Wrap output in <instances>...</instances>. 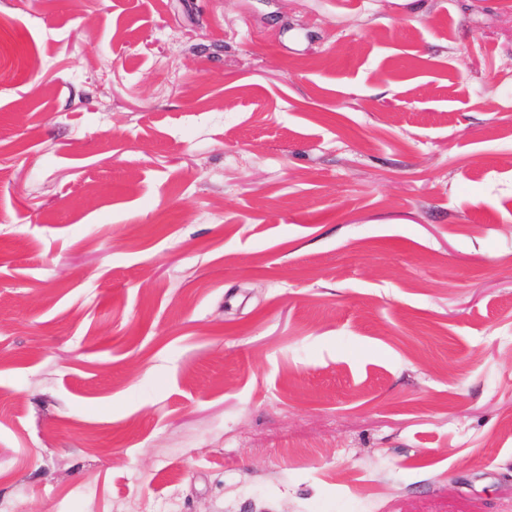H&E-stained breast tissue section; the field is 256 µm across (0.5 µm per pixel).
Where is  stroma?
Here are the masks:
<instances>
[{"label":"stroma","mask_w":512,"mask_h":512,"mask_svg":"<svg viewBox=\"0 0 512 512\" xmlns=\"http://www.w3.org/2000/svg\"><path fill=\"white\" fill-rule=\"evenodd\" d=\"M512 0H0V512H512Z\"/></svg>","instance_id":"35a3bbf8"}]
</instances>
